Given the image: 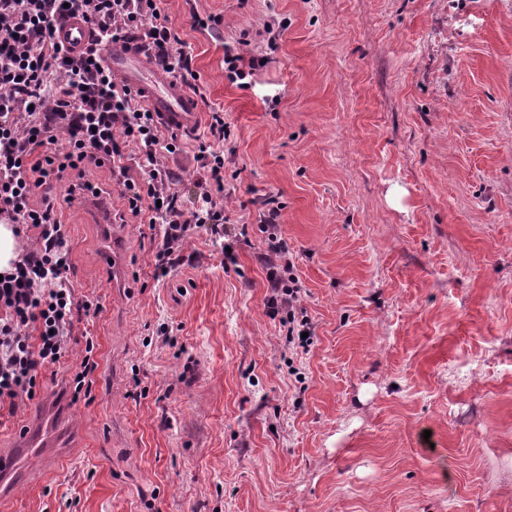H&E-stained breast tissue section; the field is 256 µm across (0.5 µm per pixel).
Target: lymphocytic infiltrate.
<instances>
[{
	"instance_id": "obj_1",
	"label": "lymphocytic infiltrate",
	"mask_w": 512,
	"mask_h": 512,
	"mask_svg": "<svg viewBox=\"0 0 512 512\" xmlns=\"http://www.w3.org/2000/svg\"><path fill=\"white\" fill-rule=\"evenodd\" d=\"M163 0H0V223L31 230L34 243L0 273V404L28 399L37 368L68 357L76 317L93 304L70 284L65 230L56 212L57 184L109 168L133 216L159 229L154 276L166 277L197 231L224 236V113L208 114L207 136L193 151L200 208L186 210L169 165L171 144L137 95L104 64L110 42L137 44L170 77L188 84L191 58L173 35ZM81 16L93 47L71 55L56 40L59 22ZM261 231L279 261L270 265L269 316L285 314L294 348L311 326L282 238L280 210L264 213Z\"/></svg>"
}]
</instances>
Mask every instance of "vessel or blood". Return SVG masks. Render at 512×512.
I'll return each instance as SVG.
<instances>
[{
  "instance_id": "vessel-or-blood-1",
  "label": "vessel or blood",
  "mask_w": 512,
  "mask_h": 512,
  "mask_svg": "<svg viewBox=\"0 0 512 512\" xmlns=\"http://www.w3.org/2000/svg\"><path fill=\"white\" fill-rule=\"evenodd\" d=\"M56 38L77 55L90 42V27L81 17L70 16L60 22ZM104 58L117 79L138 93L142 103L155 112L162 125L181 131L196 127L199 120L197 100L147 66L142 53L133 45L108 44ZM16 439L17 447L0 448V498L15 490L21 482V470L31 461L53 462L64 448L56 420L46 414L24 423L17 431Z\"/></svg>"
}]
</instances>
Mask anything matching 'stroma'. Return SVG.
Instances as JSON below:
<instances>
[{"instance_id":"35a3bbf8","label":"stroma","mask_w":512,"mask_h":512,"mask_svg":"<svg viewBox=\"0 0 512 512\" xmlns=\"http://www.w3.org/2000/svg\"><path fill=\"white\" fill-rule=\"evenodd\" d=\"M224 111V229L163 280L108 169L61 206L98 315L71 448L0 512H512V0H164ZM255 58L236 79L225 56ZM283 238L307 351L265 311ZM118 232L124 277L100 247ZM174 344L155 342L159 325Z\"/></svg>"}]
</instances>
